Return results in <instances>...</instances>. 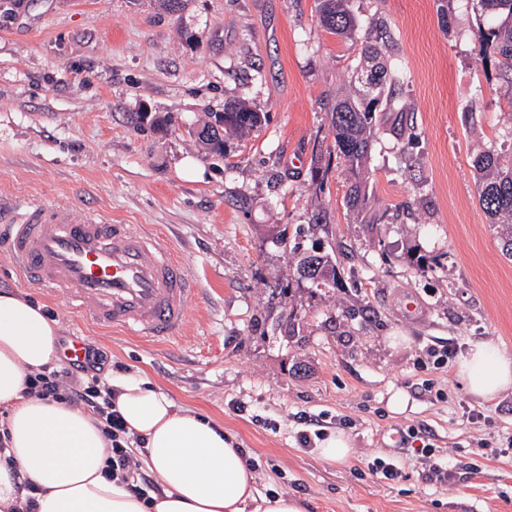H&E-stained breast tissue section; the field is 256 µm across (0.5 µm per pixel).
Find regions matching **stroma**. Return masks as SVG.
<instances>
[{
	"mask_svg": "<svg viewBox=\"0 0 512 512\" xmlns=\"http://www.w3.org/2000/svg\"><path fill=\"white\" fill-rule=\"evenodd\" d=\"M351 6L390 25L411 71L400 99L412 110L382 119L368 161L382 224L347 208L324 110L361 45L321 31L315 0H187L177 15L155 0H0V202L140 225L199 292L182 338L149 345L96 327L2 256L0 290L106 351L104 376L142 377L222 424L262 465L259 495L287 490L307 512H512V392L483 401L456 375L474 342L512 350V259L472 167L490 141L512 143V77L481 60L472 0ZM233 99L266 119L220 157L196 131ZM144 111L169 131L135 125ZM318 209L327 224L306 233ZM314 243L335 255L338 286L294 290L286 340L274 323L288 252ZM306 418L347 433L355 456L329 463L302 446ZM423 442L450 484L425 482ZM364 454L400 478L370 475Z\"/></svg>",
	"mask_w": 512,
	"mask_h": 512,
	"instance_id": "1",
	"label": "stroma"
}]
</instances>
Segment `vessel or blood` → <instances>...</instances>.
Masks as SVG:
<instances>
[{
  "label": "vessel or blood",
  "instance_id": "b4317fda",
  "mask_svg": "<svg viewBox=\"0 0 512 512\" xmlns=\"http://www.w3.org/2000/svg\"><path fill=\"white\" fill-rule=\"evenodd\" d=\"M0 252L29 282L62 292L100 327L154 344L184 333L198 292L179 259L158 249L149 233L77 216L69 206L0 212Z\"/></svg>",
  "mask_w": 512,
  "mask_h": 512
}]
</instances>
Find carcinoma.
Returning <instances> with one entry per match:
<instances>
[{"label": "carcinoma", "instance_id": "1", "mask_svg": "<svg viewBox=\"0 0 512 512\" xmlns=\"http://www.w3.org/2000/svg\"><path fill=\"white\" fill-rule=\"evenodd\" d=\"M319 27L341 41L361 39L362 62L352 76V92L326 103L336 154L343 160L347 191L345 202L358 213L366 207L368 171L377 126L384 112H405L396 88L409 72L392 48V37L382 22H362L350 9V0H316ZM489 26L479 30V55L495 59L499 69L512 73V0H477ZM259 113L240 103L224 106V133L248 137L260 127ZM479 200L497 229L501 251L512 258V156L490 146L473 164ZM288 266L296 282L336 288V263L323 252L294 250Z\"/></svg>", "mask_w": 512, "mask_h": 512}]
</instances>
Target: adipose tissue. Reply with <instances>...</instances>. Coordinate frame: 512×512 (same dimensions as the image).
<instances>
[{
    "mask_svg": "<svg viewBox=\"0 0 512 512\" xmlns=\"http://www.w3.org/2000/svg\"><path fill=\"white\" fill-rule=\"evenodd\" d=\"M58 354L57 322L24 294L0 290V410L7 412V453L14 461L0 465V512L23 508L18 472L38 489L36 512H306L294 496L257 498V474L222 425L177 408L132 376L107 384L128 430L143 438V459L163 494L147 504L106 479L98 417L26 392V375L54 368ZM457 375L470 394L493 399L512 391V352L490 340L476 342Z\"/></svg>",
    "mask_w": 512,
    "mask_h": 512,
    "instance_id": "adipose-tissue-1",
    "label": "adipose tissue"
}]
</instances>
